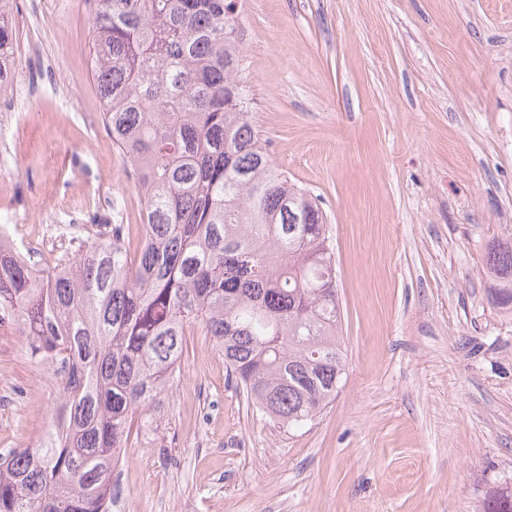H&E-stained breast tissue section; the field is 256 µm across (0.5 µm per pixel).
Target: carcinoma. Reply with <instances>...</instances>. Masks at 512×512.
<instances>
[{
	"instance_id": "1",
	"label": "carcinoma",
	"mask_w": 512,
	"mask_h": 512,
	"mask_svg": "<svg viewBox=\"0 0 512 512\" xmlns=\"http://www.w3.org/2000/svg\"><path fill=\"white\" fill-rule=\"evenodd\" d=\"M101 121L144 199L145 236L103 224L38 268L0 237V315L63 368L33 448L0 453V512H103L135 418L169 389L186 337H210L253 406L288 428L345 374L331 228L251 121L237 0H86ZM0 0V92L18 73ZM488 297L512 312V244L488 249ZM482 512H512L490 487Z\"/></svg>"
}]
</instances>
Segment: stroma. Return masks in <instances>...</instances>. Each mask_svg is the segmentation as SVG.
Masks as SVG:
<instances>
[{
    "label": "stroma",
    "mask_w": 512,
    "mask_h": 512,
    "mask_svg": "<svg viewBox=\"0 0 512 512\" xmlns=\"http://www.w3.org/2000/svg\"><path fill=\"white\" fill-rule=\"evenodd\" d=\"M0 94V225L40 265L129 227L143 198L100 121L84 0H14ZM251 112L274 163L328 216L346 374L289 429L188 337L112 483L127 512H480L512 484V314L487 297L512 243V0H245ZM61 379L0 317V452L39 443Z\"/></svg>",
    "instance_id": "obj_1"
}]
</instances>
